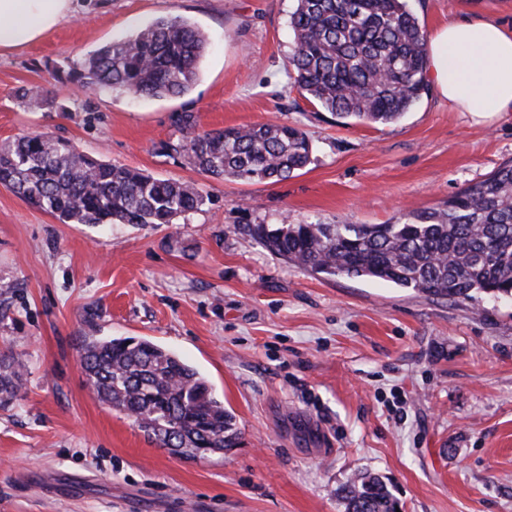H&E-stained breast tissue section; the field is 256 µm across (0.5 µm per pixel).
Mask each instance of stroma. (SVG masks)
<instances>
[{
	"label": "stroma",
	"instance_id": "obj_1",
	"mask_svg": "<svg viewBox=\"0 0 512 512\" xmlns=\"http://www.w3.org/2000/svg\"><path fill=\"white\" fill-rule=\"evenodd\" d=\"M425 32L476 13L512 26V0H406ZM295 0H84L38 41L0 55V146L23 134L189 181L205 202L175 223L62 224L0 186V352L24 365L0 407V512H344L359 474L402 512H512V298L428 299L318 277L269 253L253 224H386L442 206L512 159V112L449 111L428 90L398 122L343 121L290 93ZM161 17L208 46L184 95L64 91L57 72ZM196 130L302 128L311 161L284 181L217 180L166 143ZM150 339L210 381L237 447L185 459L101 402L87 336Z\"/></svg>",
	"mask_w": 512,
	"mask_h": 512
}]
</instances>
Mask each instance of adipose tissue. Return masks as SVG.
<instances>
[{
	"mask_svg": "<svg viewBox=\"0 0 512 512\" xmlns=\"http://www.w3.org/2000/svg\"><path fill=\"white\" fill-rule=\"evenodd\" d=\"M76 0H0V54L73 17ZM430 74L453 112H512V28L485 14L435 29Z\"/></svg>",
	"mask_w": 512,
	"mask_h": 512,
	"instance_id": "1",
	"label": "adipose tissue"
}]
</instances>
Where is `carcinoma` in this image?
Wrapping results in <instances>:
<instances>
[{"label":"carcinoma","instance_id":"obj_1","mask_svg":"<svg viewBox=\"0 0 512 512\" xmlns=\"http://www.w3.org/2000/svg\"><path fill=\"white\" fill-rule=\"evenodd\" d=\"M296 49L288 59L291 90L342 119L390 124L428 90V40L406 0H296L290 16ZM204 35L184 19L159 18L136 35L112 41L82 67L58 74L92 93L181 96L196 83ZM22 99H43L23 87ZM45 100V99H43ZM45 103L61 112L54 95ZM166 145L219 179L282 181L310 162L297 126L267 123L198 132ZM0 184L62 224H172L204 204L196 184L156 179L98 161L49 135L17 138L0 148ZM270 253L313 275L373 279L430 298L465 301L477 293L512 296V162L443 206L410 211L388 224H264L248 228ZM81 360L102 402L134 419L163 448L186 457L221 453L238 443L235 416L207 379L150 340L88 336ZM21 364L0 356V405L21 388ZM345 512H396L377 475L344 490Z\"/></svg>","mask_w":512,"mask_h":512}]
</instances>
